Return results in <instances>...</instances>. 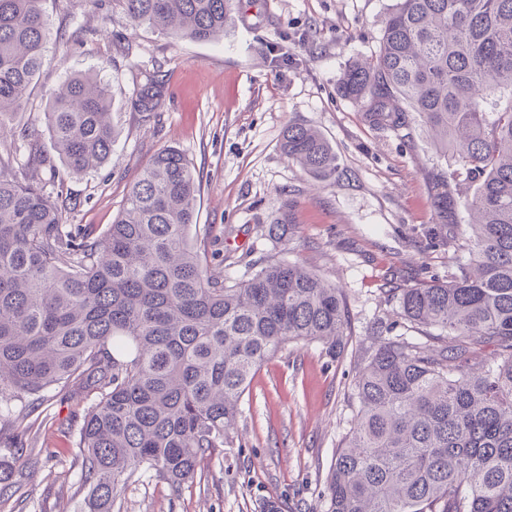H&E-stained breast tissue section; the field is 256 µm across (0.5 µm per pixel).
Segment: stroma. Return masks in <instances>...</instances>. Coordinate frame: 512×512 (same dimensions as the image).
I'll use <instances>...</instances> for the list:
<instances>
[{"label": "stroma", "instance_id": "1", "mask_svg": "<svg viewBox=\"0 0 512 512\" xmlns=\"http://www.w3.org/2000/svg\"><path fill=\"white\" fill-rule=\"evenodd\" d=\"M398 0H241L223 37L174 39L132 27L119 0H44L51 38L23 110L0 130V159L14 128L51 152L50 93L75 72L99 71L113 94L119 135L110 159L82 175L43 171L62 193L65 223L101 235L151 157L172 146L200 174L191 236L214 273L250 278L262 259L298 262L341 288L348 324L335 350L288 345L254 372L234 447L201 463L180 490L150 475L129 483L112 512H329L332 464L353 424L350 397L377 322L415 334L393 288L448 279L468 253L435 238L432 186L444 159L415 115L376 125L340 82L349 63L379 44ZM160 71L164 112L146 124L130 105L137 70ZM318 129L334 150L336 177L319 179L281 150L288 124ZM288 224L286 239L269 224ZM27 461H14L15 494L0 512H78L85 495L70 449L89 401L72 384L46 391Z\"/></svg>", "mask_w": 512, "mask_h": 512}]
</instances>
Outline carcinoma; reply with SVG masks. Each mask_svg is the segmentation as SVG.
<instances>
[{"mask_svg": "<svg viewBox=\"0 0 512 512\" xmlns=\"http://www.w3.org/2000/svg\"><path fill=\"white\" fill-rule=\"evenodd\" d=\"M43 0H0V124L23 106L49 28ZM240 0H120L135 26L177 39L224 34ZM132 100L158 116L165 81L151 72ZM341 90L377 125L413 112L455 168L433 195L448 245L474 256L451 280L395 288L400 318L436 330L430 351L377 323L358 368L356 415L330 481V512H512V0H399L371 58ZM46 124L74 173L107 162L117 138L107 83L73 73L51 94ZM288 159L321 178L337 157L316 129L291 124ZM21 166H51L29 144ZM475 183L468 229L448 223V181ZM200 183L182 152L155 154L99 237L63 223L42 181L0 170V400H42L75 381L92 398L75 443L80 512H112L151 473L174 490L233 447L240 403L260 364L291 342L336 349L347 310L336 285L299 263L270 261L229 284L192 243ZM491 343L488 362L474 340Z\"/></svg>", "mask_w": 512, "mask_h": 512, "instance_id": "obj_1", "label": "carcinoma"}]
</instances>
